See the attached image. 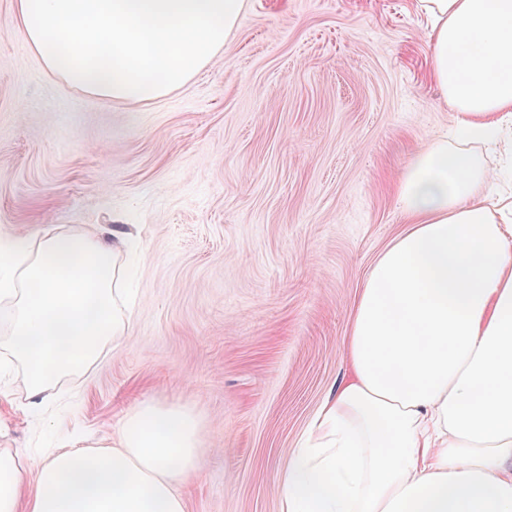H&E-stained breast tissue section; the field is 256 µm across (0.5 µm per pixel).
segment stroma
<instances>
[{"instance_id": "35a3bbf8", "label": "stroma", "mask_w": 512, "mask_h": 512, "mask_svg": "<svg viewBox=\"0 0 512 512\" xmlns=\"http://www.w3.org/2000/svg\"><path fill=\"white\" fill-rule=\"evenodd\" d=\"M416 0H244L223 48L161 99L50 75L0 0V238L119 230L130 337L48 404L0 374V448L111 440L152 399L204 425L188 512H279L278 476L347 371L401 174L453 123Z\"/></svg>"}]
</instances>
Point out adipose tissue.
Masks as SVG:
<instances>
[{"instance_id":"obj_1","label":"adipose tissue","mask_w":512,"mask_h":512,"mask_svg":"<svg viewBox=\"0 0 512 512\" xmlns=\"http://www.w3.org/2000/svg\"><path fill=\"white\" fill-rule=\"evenodd\" d=\"M452 134L399 180L408 222L372 262L350 374L312 414L276 484L280 512H512V192L484 151L512 150V0H418ZM243 0H14L47 70L106 99L148 102L197 74ZM122 237L49 227L0 241V353L29 406L120 345L132 312ZM200 418L144 400L111 444L41 458L0 448V512H187Z\"/></svg>"}]
</instances>
